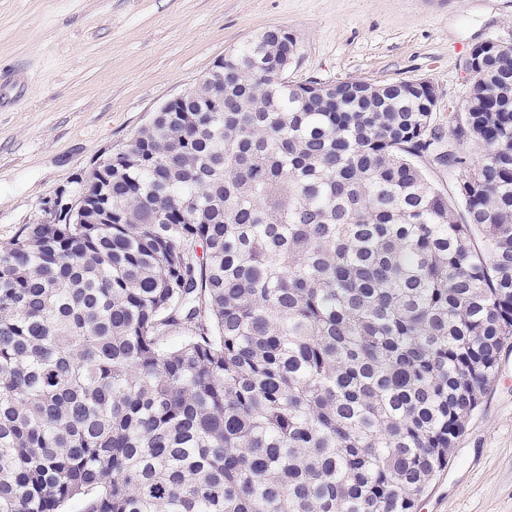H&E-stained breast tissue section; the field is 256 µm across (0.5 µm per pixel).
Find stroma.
I'll return each mask as SVG.
<instances>
[{
    "label": "stroma",
    "instance_id": "stroma-1",
    "mask_svg": "<svg viewBox=\"0 0 512 512\" xmlns=\"http://www.w3.org/2000/svg\"><path fill=\"white\" fill-rule=\"evenodd\" d=\"M270 28L298 41L289 80L425 78L444 122L472 47L512 41V0H0V245ZM416 512H512V340Z\"/></svg>",
    "mask_w": 512,
    "mask_h": 512
}]
</instances>
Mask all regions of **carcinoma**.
Listing matches in <instances>:
<instances>
[{
  "label": "carcinoma",
  "mask_w": 512,
  "mask_h": 512,
  "mask_svg": "<svg viewBox=\"0 0 512 512\" xmlns=\"http://www.w3.org/2000/svg\"><path fill=\"white\" fill-rule=\"evenodd\" d=\"M297 53L229 50L0 246V512H413L448 466L512 338V42L446 126Z\"/></svg>",
  "instance_id": "1"
}]
</instances>
